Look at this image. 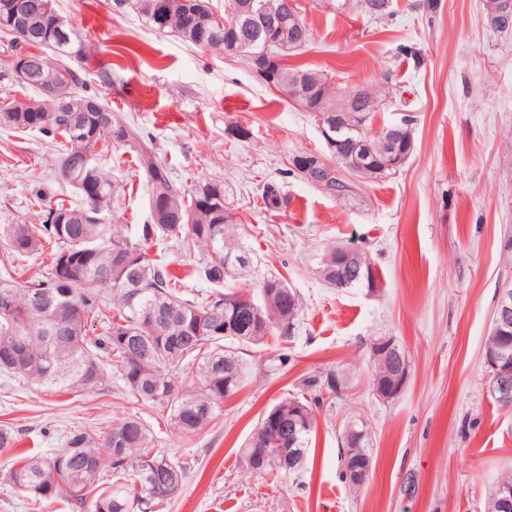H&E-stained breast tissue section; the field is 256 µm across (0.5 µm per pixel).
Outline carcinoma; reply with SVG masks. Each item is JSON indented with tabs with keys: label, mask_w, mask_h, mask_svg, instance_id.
<instances>
[{
	"label": "carcinoma",
	"mask_w": 512,
	"mask_h": 512,
	"mask_svg": "<svg viewBox=\"0 0 512 512\" xmlns=\"http://www.w3.org/2000/svg\"><path fill=\"white\" fill-rule=\"evenodd\" d=\"M277 6L284 0H224L229 8L228 29L211 22L209 0H112L115 12L132 11L158 32L170 30L184 42L219 52H238L249 29L264 27L265 15L255 13L244 24L248 2ZM41 15L30 27L27 40L10 39L11 59L21 53L32 67L50 75L57 96L67 103L61 111L45 103L41 78L19 84L34 92L25 101H1L0 125L38 131L55 138L57 179L81 196L77 206L47 207L38 224H3L0 237L17 255L34 254L43 243L57 250L49 272L38 279L0 278V372L27 379L47 391L72 393L95 391L108 381L105 363L123 392L169 412L180 434L191 438L217 424L224 400L240 390L252 375L245 358L248 348L272 350L269 369L288 366L286 343L294 334L300 315L299 297L281 285L287 280L273 273L260 276V316L245 299L250 290L220 291L227 279L254 265L250 250L237 237L229 211V192L224 181L207 179L186 191L172 179L167 166L152 153L139 133L118 118L97 96L79 94L80 70L85 47L77 33L58 13L55 0H31ZM392 0H357L369 18L390 14ZM293 43L288 38L275 44L253 46L260 58L277 59L266 76L251 64L262 80L293 98L315 117L337 108L344 112L338 138L341 150L350 154L362 143L372 149V163L355 174L361 179L386 178L396 173L389 151L372 134L376 112L392 94L381 82L338 94L330 78L308 67H288L282 57L305 47L311 31L297 7ZM122 148L135 154L144 170L150 204V221L131 232L127 224H112L108 215L121 198L123 185L100 162L103 153ZM92 156L84 166L83 155ZM330 172L309 183L321 192L346 201L356 194V184L345 175L344 163L327 161ZM152 237L177 240L188 251L200 254L204 279L217 289L206 298L191 299L178 291L174 277L153 264L140 241ZM338 248L320 259V276L333 288L364 285L373 289L375 276L368 256L360 252L336 264ZM372 383L394 372L387 356L372 358ZM189 378L177 388L174 376ZM308 396L285 397L258 421L240 448L241 459L251 472L288 476L304 466L288 467V436L271 432L274 421L288 425L299 419L294 451L308 455V443L316 428V409L325 394L336 393V374L312 376L302 381ZM357 434L343 436L342 466L348 456L371 460L367 426L353 424ZM190 466L154 451L153 432L135 414L115 422L101 435L85 428L73 430L64 448L51 456L19 459L11 468L12 485L32 500L49 506L69 504L75 512L84 508L89 489L104 475L111 486L100 491L94 512H157L156 507L179 494Z\"/></svg>",
	"instance_id": "cac0c4a2"
}]
</instances>
